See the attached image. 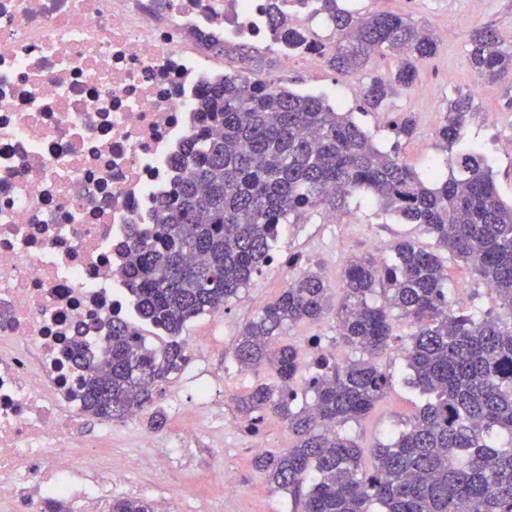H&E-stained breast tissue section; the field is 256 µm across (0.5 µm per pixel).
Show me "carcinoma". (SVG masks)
Here are the masks:
<instances>
[{
	"instance_id": "carcinoma-1",
	"label": "carcinoma",
	"mask_w": 512,
	"mask_h": 512,
	"mask_svg": "<svg viewBox=\"0 0 512 512\" xmlns=\"http://www.w3.org/2000/svg\"><path fill=\"white\" fill-rule=\"evenodd\" d=\"M301 5L326 15L336 32L321 51L330 69L349 72L375 54L396 57L393 70L362 88L371 109L394 87H413L418 65L438 51L435 39L400 15L362 16L339 0ZM468 45L480 76L512 80V46L494 29L474 30ZM471 110L468 96L449 105L438 137L456 153L449 174L431 169L428 185L396 149L381 150L351 113L319 96L238 77L209 88L198 106L199 133L178 158L189 176L160 203L153 230L135 235L130 247L131 298L168 341L152 348L141 329L114 320L100 349L73 350L83 371L82 410L106 422L148 410L150 425L162 428L165 417L153 406L159 383L188 362L187 324L251 284L273 259L283 225L360 190L470 265L512 312V203L501 199L487 158L466 139ZM332 300L330 283L307 270L240 330L239 366L275 375L238 398L246 431L258 433L272 414L296 437L278 453L257 454L254 467L300 512H512V321L454 308L441 256L405 240L389 262L362 255L344 268L336 336L356 358L340 365L318 357L306 366L281 336L321 319ZM395 317L410 327L400 345L404 382L426 401L414 421L373 449L369 471L362 448L341 428L360 423L394 384L375 358L390 347ZM304 368L311 408L296 407L292 388ZM111 512L155 507L122 498Z\"/></svg>"
}]
</instances>
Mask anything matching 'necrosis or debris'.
Segmentation results:
<instances>
[{
	"mask_svg": "<svg viewBox=\"0 0 512 512\" xmlns=\"http://www.w3.org/2000/svg\"><path fill=\"white\" fill-rule=\"evenodd\" d=\"M298 0H0V512L59 494L71 512L111 495L105 449L80 440L75 338L129 319L126 248L187 169L205 85L232 44L315 67L270 10Z\"/></svg>",
	"mask_w": 512,
	"mask_h": 512,
	"instance_id": "1",
	"label": "necrosis or debris"
}]
</instances>
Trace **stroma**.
Masks as SVG:
<instances>
[{"instance_id":"stroma-1","label":"stroma","mask_w":512,"mask_h":512,"mask_svg":"<svg viewBox=\"0 0 512 512\" xmlns=\"http://www.w3.org/2000/svg\"><path fill=\"white\" fill-rule=\"evenodd\" d=\"M345 6L362 15L396 13L440 35L439 50L420 64L413 89H394L379 110L364 108L362 88L372 76L386 73L395 64L393 58L377 55L366 67L347 73L319 64L312 81L302 69L284 68L277 57L267 55L263 58L264 72L276 76L282 88L322 96L351 113L378 147L387 150L398 146L401 159L419 173L432 164H445L450 157L437 131L449 101L458 96L472 97L466 136L483 145L492 139L512 137V106L507 103L512 86L481 79L468 54L469 36L482 26L495 29L504 45H512V0H483L478 8L472 0H346ZM476 84L481 92L475 96L471 89ZM422 92L428 96L424 107L418 103ZM488 112L497 113L495 126L485 125L483 117ZM406 115L413 118L415 132L410 138L396 139L391 124ZM329 211V206H321L303 223L289 225L287 236L278 241L273 262L248 288L223 310L203 314L187 325L183 339L188 344L189 361L160 386L157 405L167 418L162 429H150L143 415L110 422L84 416L85 435L104 441L110 450L113 497L153 502L172 494L178 498L179 512H291L287 493L254 469L256 451L245 431L224 425L226 418L238 417L236 400L256 380L254 374L238 369L235 347L242 324L273 302L287 280L300 270L320 272L337 287L352 256L377 248L383 259H390L395 243L405 238L417 237L428 249L436 247L434 239L421 236L415 225L383 213L368 193L359 192L347 199L338 222H331ZM291 255L300 258V266L286 264V257ZM448 293L455 308L466 310L478 304L501 319L512 316L470 267L455 260L448 263ZM317 337L322 340L320 356L334 361L345 354L336 337V316L332 313L319 322L290 327L284 339L301 346ZM201 374L213 388L211 398L204 403L196 394ZM418 409V401L397 384L366 420L347 424L345 430L363 448L370 449L403 429ZM227 471L233 473L236 488L224 493L217 483Z\"/></svg>"}]
</instances>
